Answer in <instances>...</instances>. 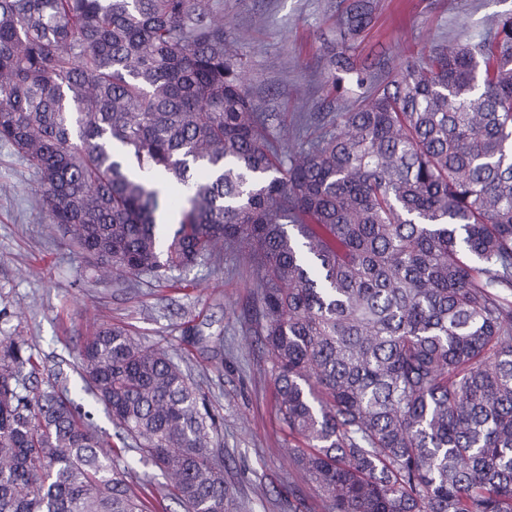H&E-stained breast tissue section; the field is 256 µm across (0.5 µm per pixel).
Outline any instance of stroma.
Listing matches in <instances>:
<instances>
[{"label":"stroma","mask_w":512,"mask_h":512,"mask_svg":"<svg viewBox=\"0 0 512 512\" xmlns=\"http://www.w3.org/2000/svg\"><path fill=\"white\" fill-rule=\"evenodd\" d=\"M338 0H218L249 37L238 45L246 87L276 121L333 112L332 82L317 66L335 47ZM375 23L354 46L359 61L386 55L401 66L431 44L475 37L512 12V0H373ZM34 173L0 143V335L25 337L41 376L63 369L72 385L83 336L102 324L161 343L187 366L217 418L228 512H322L315 482L289 457L295 444L281 422L274 380L250 332L254 282L236 251L170 280L103 282L94 260L62 236H47L30 188Z\"/></svg>","instance_id":"stroma-1"}]
</instances>
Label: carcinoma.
<instances>
[{
  "label": "carcinoma",
  "mask_w": 512,
  "mask_h": 512,
  "mask_svg": "<svg viewBox=\"0 0 512 512\" xmlns=\"http://www.w3.org/2000/svg\"><path fill=\"white\" fill-rule=\"evenodd\" d=\"M372 21L340 0L322 65L348 105L305 139L250 96L214 0H0V143L106 279L244 253L327 512H512V14L397 72L354 60ZM77 369L35 385L0 336V512H145L146 462L183 512H225L215 417L164 346L101 325Z\"/></svg>",
  "instance_id": "1"
}]
</instances>
